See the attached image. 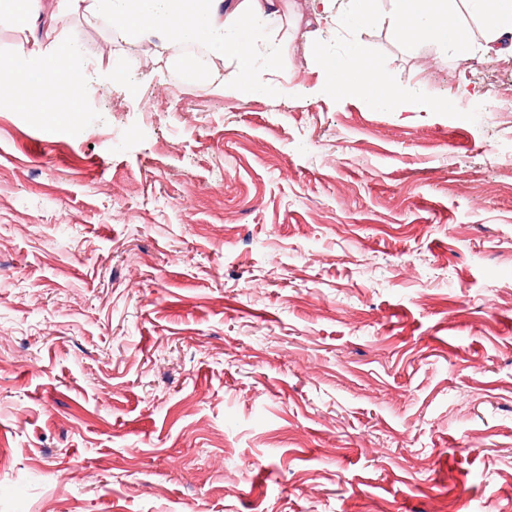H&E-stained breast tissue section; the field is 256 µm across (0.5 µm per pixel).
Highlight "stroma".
I'll return each mask as SVG.
<instances>
[{"label": "stroma", "instance_id": "stroma-1", "mask_svg": "<svg viewBox=\"0 0 512 512\" xmlns=\"http://www.w3.org/2000/svg\"><path fill=\"white\" fill-rule=\"evenodd\" d=\"M279 2L250 96L234 53L184 80L156 29L134 65L64 0L0 21L25 68L112 56L75 57L76 114L0 101V512H512V35L462 61ZM322 41L402 111L337 94ZM310 60L337 92H357L376 109L400 111L403 91L369 59L368 49L363 44L354 43L347 56L320 48Z\"/></svg>", "mask_w": 512, "mask_h": 512}]
</instances>
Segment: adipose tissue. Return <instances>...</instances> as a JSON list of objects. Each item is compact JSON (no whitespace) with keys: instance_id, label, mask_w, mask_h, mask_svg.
Masks as SVG:
<instances>
[{"instance_id":"ef3b65f1","label":"adipose tissue","mask_w":512,"mask_h":512,"mask_svg":"<svg viewBox=\"0 0 512 512\" xmlns=\"http://www.w3.org/2000/svg\"><path fill=\"white\" fill-rule=\"evenodd\" d=\"M75 8L89 14L108 13L123 32L136 35L154 23H162L174 38L208 42L213 54L233 51L239 66L226 81L241 93H251V33L254 26L273 23L278 17L276 0H236L224 10V0H207L204 11L188 7L176 10L175 0H72ZM388 16L406 44L431 42L464 58L473 50H492L502 34L512 32V0H388ZM483 26L481 42L471 41L464 30L465 17ZM75 53L70 42H58L39 70H27L0 59V78L19 90L23 107L41 108L46 98L38 79H66L76 75ZM313 63L339 92H356L374 108L399 110L403 92L392 84L384 70L370 60L366 46L353 44L348 55L318 50Z\"/></svg>"}]
</instances>
